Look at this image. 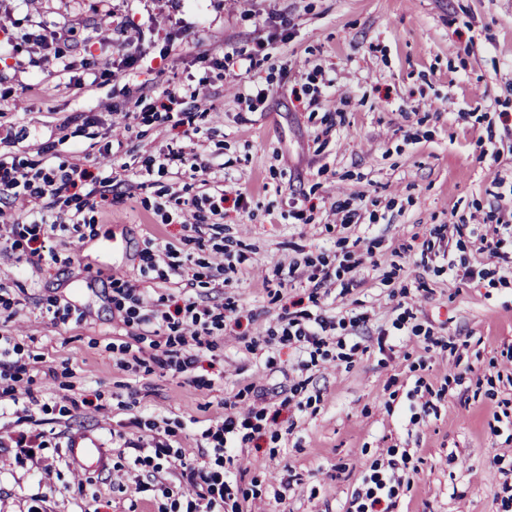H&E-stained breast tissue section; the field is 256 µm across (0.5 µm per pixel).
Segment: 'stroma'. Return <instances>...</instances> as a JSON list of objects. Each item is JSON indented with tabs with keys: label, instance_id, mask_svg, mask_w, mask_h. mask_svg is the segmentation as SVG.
I'll return each instance as SVG.
<instances>
[{
	"label": "stroma",
	"instance_id": "stroma-1",
	"mask_svg": "<svg viewBox=\"0 0 512 512\" xmlns=\"http://www.w3.org/2000/svg\"><path fill=\"white\" fill-rule=\"evenodd\" d=\"M61 28L58 77L34 36ZM4 37L16 162L77 153L137 187L76 224L0 217V337L26 365L0 372V512H184L166 488L227 467L224 512H356L375 473L412 478L392 512H512V266L483 248L512 220V0H0ZM186 83L190 133L155 105ZM172 150L208 172L147 170ZM188 299L183 345L155 317ZM295 310L320 344L289 339ZM78 437L108 470H77Z\"/></svg>",
	"mask_w": 512,
	"mask_h": 512
}]
</instances>
